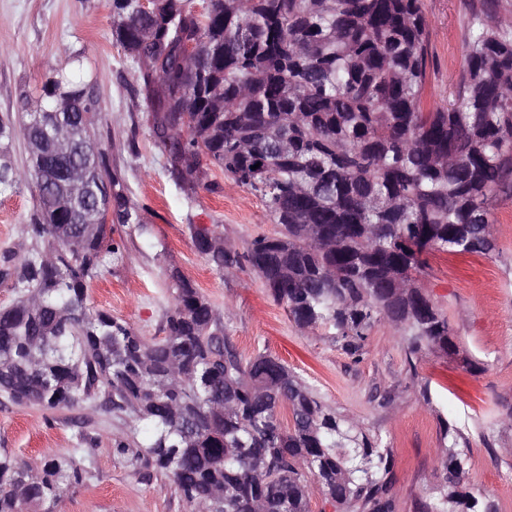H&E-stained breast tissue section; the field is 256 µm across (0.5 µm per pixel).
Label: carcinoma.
<instances>
[{"label": "carcinoma", "instance_id": "carcinoma-1", "mask_svg": "<svg viewBox=\"0 0 512 512\" xmlns=\"http://www.w3.org/2000/svg\"><path fill=\"white\" fill-rule=\"evenodd\" d=\"M111 0L112 36L138 67L169 172L217 166L258 194L278 226L238 250L194 229L219 273L248 266L295 324L323 328L362 359L388 323L415 354H459L448 315L418 284L437 254L489 255L491 207L512 193V14L472 0L451 98L427 102L432 56L424 0ZM196 55L187 58V46ZM81 52L22 96L35 208L31 245L3 257L0 397L130 412L114 439L170 477L194 512H310L313 482L333 512H398L382 439L324 403L279 359L236 349L224 317L172 270L174 306L148 339L103 311L88 287L119 254L99 210L148 232L112 174ZM258 165L253 170L251 166ZM21 182L0 147V195ZM442 483L424 512H498L467 485L462 434L442 423ZM92 479L73 457L39 465L0 455V512L51 507Z\"/></svg>", "mask_w": 512, "mask_h": 512}]
</instances>
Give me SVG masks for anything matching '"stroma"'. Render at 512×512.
Wrapping results in <instances>:
<instances>
[{"label":"stroma","mask_w":512,"mask_h":512,"mask_svg":"<svg viewBox=\"0 0 512 512\" xmlns=\"http://www.w3.org/2000/svg\"><path fill=\"white\" fill-rule=\"evenodd\" d=\"M471 0H425L434 72L432 100L450 98L462 68ZM82 51L96 81L101 144L149 228L113 224L121 257L88 288V303L141 335L162 333L172 307L171 270L191 280L223 315L243 357L267 352L313 386L322 400L354 418L391 448L399 512H421L439 483L441 423L463 434L469 482L512 512V196L491 215L490 256L437 255L420 286L447 313L458 359L431 350L409 354L402 336L378 325L361 361H353L320 329H300L249 269L219 274L194 247L191 225L220 226L241 247L277 230L259 196L213 167L199 183L178 186L154 146L137 69L112 39L110 0H0V119L21 126V91H35L67 55ZM35 204L31 178L0 195V255L24 256V227ZM478 363L464 370V360ZM129 417L89 403L48 409L0 397V452L32 464L71 455L95 472L67 490L53 512H189L177 486L154 468L121 457L113 438Z\"/></svg>","instance_id":"1"}]
</instances>
